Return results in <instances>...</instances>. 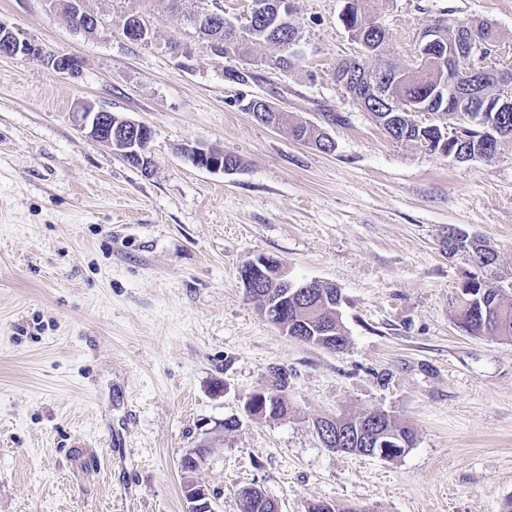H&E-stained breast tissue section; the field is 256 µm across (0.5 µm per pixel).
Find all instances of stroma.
I'll list each match as a JSON object with an SVG mask.
<instances>
[{
  "mask_svg": "<svg viewBox=\"0 0 512 512\" xmlns=\"http://www.w3.org/2000/svg\"><path fill=\"white\" fill-rule=\"evenodd\" d=\"M292 4L300 60L283 71L268 44L213 53L159 0H84L107 22L142 14V42L75 32L49 0H0V23L80 61L69 77L0 56V512H187L180 461L202 445L192 478L215 512H239L251 485L281 512L512 501V341L457 326L470 268L448 256L453 227L488 240L512 277V142L462 163L393 142L335 79L358 54L344 0ZM367 9L398 66L447 13L491 23L496 66L512 69V0ZM254 97L323 129L334 150L256 122L242 109ZM83 101L152 129L148 169L78 129ZM187 146L238 165L210 172ZM258 255L340 290L342 351L267 322L240 276ZM278 370L287 416H249ZM373 409L414 430L403 456L339 452L314 431Z\"/></svg>",
  "mask_w": 512,
  "mask_h": 512,
  "instance_id": "stroma-1",
  "label": "stroma"
}]
</instances>
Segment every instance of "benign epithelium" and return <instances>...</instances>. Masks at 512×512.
<instances>
[{
  "label": "benign epithelium",
  "instance_id": "obj_1",
  "mask_svg": "<svg viewBox=\"0 0 512 512\" xmlns=\"http://www.w3.org/2000/svg\"><path fill=\"white\" fill-rule=\"evenodd\" d=\"M83 0H68V5L78 19L76 30L84 35L94 36L108 29L98 15L81 8ZM264 7L275 19L282 20L290 15L289 0H266ZM235 37L225 44L226 54L235 55L238 43L249 34L252 22L236 26L228 24ZM450 28H465L460 40L438 46L435 30L438 26L424 29L415 45V63L424 71L436 61L445 73L442 80L433 81L427 94L408 99L399 93L398 80L384 68L367 69L361 63L352 68L336 70V80L347 85L354 83L360 93L354 97L356 104L366 112H405L409 119H415L421 112L438 117H448L450 121L440 126L443 138L423 144V148L433 147L440 153L453 145L451 159L465 161L467 157L458 155L461 144L469 141V131L480 126L484 134L496 138L504 133L497 121L498 113L512 112V72L493 69L489 60L496 53V45L485 43L477 35V28L452 19ZM123 37L130 42L146 40L149 33L143 19L136 15H125L120 24ZM350 38L365 54L378 56L382 46L372 39L371 25L363 20L347 28ZM0 54L16 57L34 56L35 46L19 38L13 29L0 24ZM53 70L61 75L73 76L79 69V60L51 55H43ZM78 127L92 138L107 146L113 154L139 168L149 166L148 145L153 137L152 129L140 122L125 117L112 118V112L97 109L91 103L80 104L75 112ZM187 156L194 158L200 167L212 172H229L232 167L224 163V153L212 149L192 147ZM241 279L247 292H254L257 284L264 280L275 286L294 287L288 279L283 263L273 257L264 256L247 262L241 270ZM383 412L371 410L358 424L359 434L363 435L364 451L367 455L381 458H397L405 454L403 440L396 432L381 426ZM188 512H215L212 500L206 489L193 485L185 489Z\"/></svg>",
  "mask_w": 512,
  "mask_h": 512
}]
</instances>
